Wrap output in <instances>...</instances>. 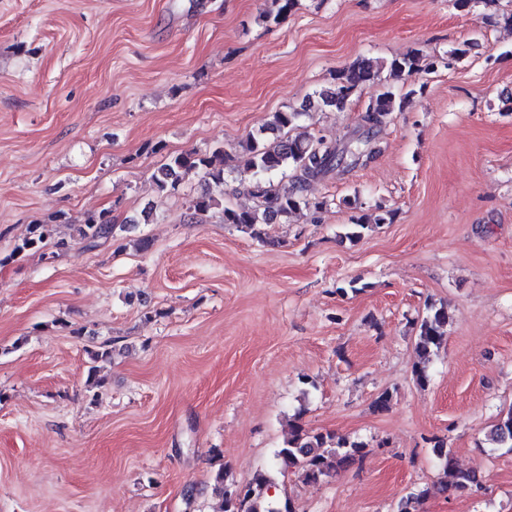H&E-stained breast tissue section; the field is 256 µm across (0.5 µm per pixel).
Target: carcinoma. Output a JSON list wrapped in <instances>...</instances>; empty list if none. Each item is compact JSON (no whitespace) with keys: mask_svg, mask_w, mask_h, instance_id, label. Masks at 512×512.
I'll use <instances>...</instances> for the list:
<instances>
[{"mask_svg":"<svg viewBox=\"0 0 512 512\" xmlns=\"http://www.w3.org/2000/svg\"><path fill=\"white\" fill-rule=\"evenodd\" d=\"M298 6L299 0H270L260 20L266 24L277 23ZM438 65L439 61L427 59L418 51L389 63L392 71L410 78L430 74ZM382 68L383 65L370 59L355 61L339 71L333 86L319 92L309 106L343 107L359 88L378 80ZM413 94V90L399 95L386 90L371 99L364 116L368 125L367 135L362 139H351L342 146L324 135L315 136L303 130V110L272 113L264 127L238 144L237 159L255 176L250 194L257 199V204L251 209L235 208L224 202L229 154L222 146L207 153L185 151L168 156L166 163L153 174V182L159 193L167 194L176 192L198 176L203 178L207 189L191 201L188 216L201 219L216 210L223 223L233 224L252 239L263 243L266 241L264 225L277 221L285 224L303 208H323L325 202H313L307 196L309 182L379 155L381 141L378 133L383 119L395 110L402 111L408 107ZM377 210L379 214L371 221L366 217L358 218L355 222L357 230L347 233L346 238L353 241L361 237V231L369 228L370 223L384 224L391 220V212L382 210L380 206ZM124 231L125 225L114 223L112 215L103 211L88 214L81 223L74 225L73 238L84 248L93 249L116 239ZM50 239V225L32 224L28 234L15 246L14 253L43 249ZM448 320L445 306L430 304L419 323L416 348L420 362L415 365L413 373L420 383L428 381L426 362L430 354L443 344ZM486 441L494 448L512 449V407L499 413L487 432ZM434 448L443 460L448 480L409 495L399 504L398 512H419L416 506L431 496L448 497L481 487L478 472L457 467L444 441H434ZM365 454L366 444L362 442L350 441L330 432H313L296 421L285 445L275 452L274 465L283 473L291 469L306 481L318 482L360 461ZM214 486L223 497L224 512H293L289 502L281 501L272 493L274 478L265 473H259L250 483L239 486L224 484V472L219 471L214 476Z\"/></svg>","mask_w":512,"mask_h":512,"instance_id":"carcinoma-1","label":"carcinoma"}]
</instances>
